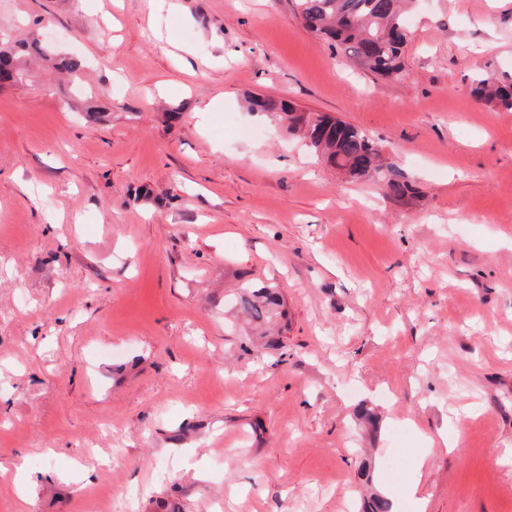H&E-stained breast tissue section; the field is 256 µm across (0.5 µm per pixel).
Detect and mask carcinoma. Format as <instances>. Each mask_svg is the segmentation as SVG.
<instances>
[{
	"instance_id": "carcinoma-1",
	"label": "carcinoma",
	"mask_w": 512,
	"mask_h": 512,
	"mask_svg": "<svg viewBox=\"0 0 512 512\" xmlns=\"http://www.w3.org/2000/svg\"><path fill=\"white\" fill-rule=\"evenodd\" d=\"M413 0H298L304 26L330 46L355 59L364 70L382 78L396 76L408 42L406 9ZM45 55L34 36L0 42V84L23 77V61ZM53 68L76 74L85 60L76 54H57ZM471 94L482 102L512 112V73L484 70L474 78ZM248 110L278 120L289 134L302 136L322 161L346 174L351 182L374 181L385 195L405 200L414 189L398 166L388 161L381 149L360 129L345 121L320 113L303 112L292 104L272 98L248 99ZM239 303L243 313L257 325L277 322L283 316L278 294L270 288L244 287ZM362 512H391L388 498L373 493L363 498Z\"/></svg>"
}]
</instances>
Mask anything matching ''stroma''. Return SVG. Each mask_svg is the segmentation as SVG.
<instances>
[{"instance_id":"1","label":"stroma","mask_w":512,"mask_h":512,"mask_svg":"<svg viewBox=\"0 0 512 512\" xmlns=\"http://www.w3.org/2000/svg\"><path fill=\"white\" fill-rule=\"evenodd\" d=\"M177 2L0 0V33L89 62L0 88V512H357L369 481L512 512V112L470 93L512 72V0H419L391 80L296 0ZM257 95L359 128L416 197ZM244 280L280 291L283 349ZM248 110L278 120L289 134L302 136L322 161L346 174L351 182L374 181L385 195L397 200L413 196L414 189L398 166L360 129L320 113L303 112L272 97L248 99Z\"/></svg>"}]
</instances>
